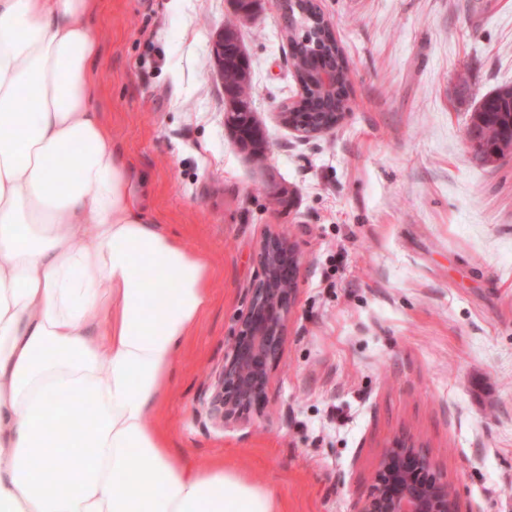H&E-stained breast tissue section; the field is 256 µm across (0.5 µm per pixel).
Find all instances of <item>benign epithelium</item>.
<instances>
[{"mask_svg":"<svg viewBox=\"0 0 512 512\" xmlns=\"http://www.w3.org/2000/svg\"><path fill=\"white\" fill-rule=\"evenodd\" d=\"M224 29L215 32L211 52L223 76ZM288 127L306 136L327 134L336 125L307 128L281 113ZM259 275L245 313L231 337L224 367L211 385L208 420L216 427L267 406V382L280 358L288 313L297 285L300 256L284 235L271 233L257 254ZM355 512H460L455 494L430 458L409 438L394 440L381 457L367 495Z\"/></svg>","mask_w":512,"mask_h":512,"instance_id":"7a95c632","label":"benign epithelium"}]
</instances>
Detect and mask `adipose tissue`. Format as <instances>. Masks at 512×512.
I'll list each match as a JSON object with an SVG mask.
<instances>
[{
  "instance_id": "adipose-tissue-1",
  "label": "adipose tissue",
  "mask_w": 512,
  "mask_h": 512,
  "mask_svg": "<svg viewBox=\"0 0 512 512\" xmlns=\"http://www.w3.org/2000/svg\"><path fill=\"white\" fill-rule=\"evenodd\" d=\"M99 6L0 0V512H285L156 420L214 269L145 215L96 107Z\"/></svg>"
}]
</instances>
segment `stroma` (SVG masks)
Returning <instances> with one entry per match:
<instances>
[{"instance_id":"obj_1","label":"stroma","mask_w":512,"mask_h":512,"mask_svg":"<svg viewBox=\"0 0 512 512\" xmlns=\"http://www.w3.org/2000/svg\"><path fill=\"white\" fill-rule=\"evenodd\" d=\"M350 65L352 110L305 137L284 19L262 0L240 29L269 149L224 125L211 40L230 0H106L96 103L151 217L216 271L175 364L171 451L221 459L287 512H354L381 455L417 440L461 512H512V159L484 164L465 130L512 85V0H318ZM467 88H460V81ZM301 256L270 408L212 426L210 378L258 276L263 239Z\"/></svg>"}]
</instances>
